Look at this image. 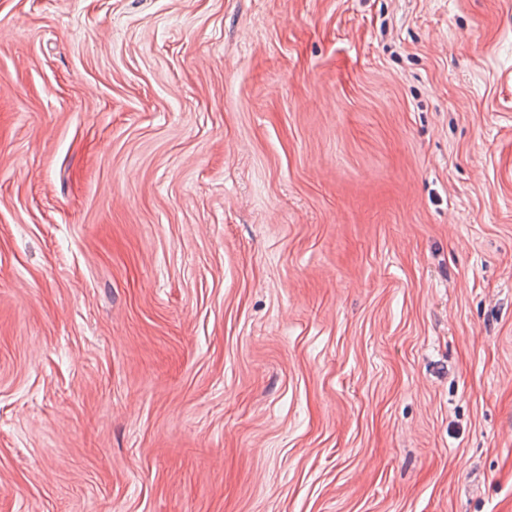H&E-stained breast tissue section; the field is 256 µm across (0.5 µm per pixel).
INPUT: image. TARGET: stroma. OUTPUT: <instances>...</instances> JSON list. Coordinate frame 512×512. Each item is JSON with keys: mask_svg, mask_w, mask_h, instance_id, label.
Returning <instances> with one entry per match:
<instances>
[{"mask_svg": "<svg viewBox=\"0 0 512 512\" xmlns=\"http://www.w3.org/2000/svg\"><path fill=\"white\" fill-rule=\"evenodd\" d=\"M0 512H512V0H0Z\"/></svg>", "mask_w": 512, "mask_h": 512, "instance_id": "stroma-1", "label": "stroma"}]
</instances>
